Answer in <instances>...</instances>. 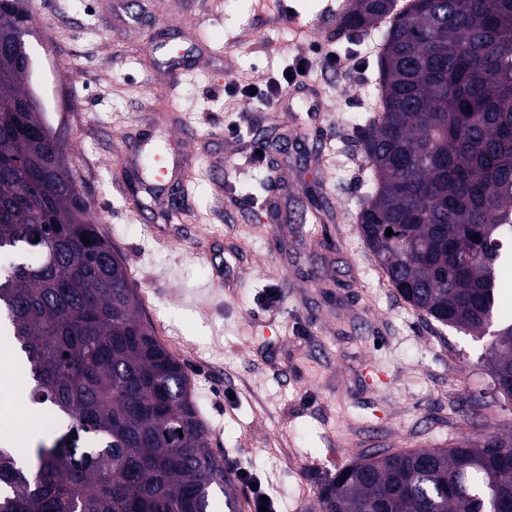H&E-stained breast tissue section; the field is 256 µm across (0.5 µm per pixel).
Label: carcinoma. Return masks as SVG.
Returning <instances> with one entry per match:
<instances>
[{"label":"carcinoma","instance_id":"cac0c4a2","mask_svg":"<svg viewBox=\"0 0 512 512\" xmlns=\"http://www.w3.org/2000/svg\"><path fill=\"white\" fill-rule=\"evenodd\" d=\"M350 0L336 30L389 20L378 112L362 139L360 234L425 316L491 338L512 398V321L494 325L512 246V0ZM26 0H0V316L29 400L66 432L20 462L0 448V512H241L177 358L142 316L123 259L89 222L40 97L25 87ZM393 235L385 236L387 229ZM479 240H473V236ZM320 512H512V434L375 453L344 467Z\"/></svg>","mask_w":512,"mask_h":512}]
</instances>
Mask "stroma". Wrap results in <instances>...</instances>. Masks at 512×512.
Instances as JSON below:
<instances>
[{
	"label": "stroma",
	"instance_id": "obj_1",
	"mask_svg": "<svg viewBox=\"0 0 512 512\" xmlns=\"http://www.w3.org/2000/svg\"><path fill=\"white\" fill-rule=\"evenodd\" d=\"M295 6L308 29L260 0H29L27 85L211 448L280 512H319L356 459L508 433L512 400L488 339L410 306L359 234L378 33L337 34L323 0ZM300 58L306 91L263 108ZM157 148L167 175L137 181ZM185 172L184 217L166 222ZM15 389L0 381V446L54 437L38 411L15 437Z\"/></svg>",
	"mask_w": 512,
	"mask_h": 512
}]
</instances>
